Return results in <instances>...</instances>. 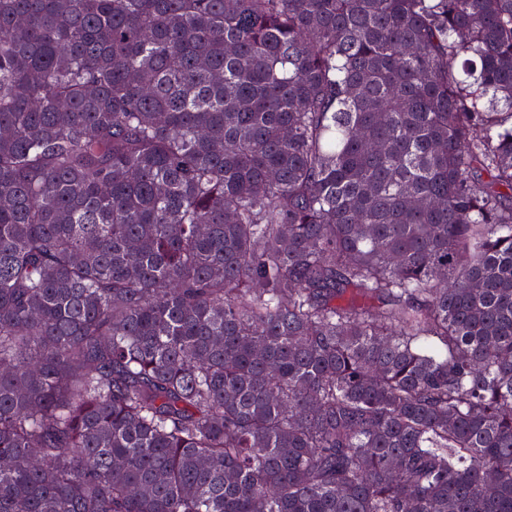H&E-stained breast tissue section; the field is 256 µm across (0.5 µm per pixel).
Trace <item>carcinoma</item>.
<instances>
[{
    "label": "carcinoma",
    "mask_w": 512,
    "mask_h": 512,
    "mask_svg": "<svg viewBox=\"0 0 512 512\" xmlns=\"http://www.w3.org/2000/svg\"><path fill=\"white\" fill-rule=\"evenodd\" d=\"M0 512H512V0H0Z\"/></svg>",
    "instance_id": "carcinoma-1"
}]
</instances>
